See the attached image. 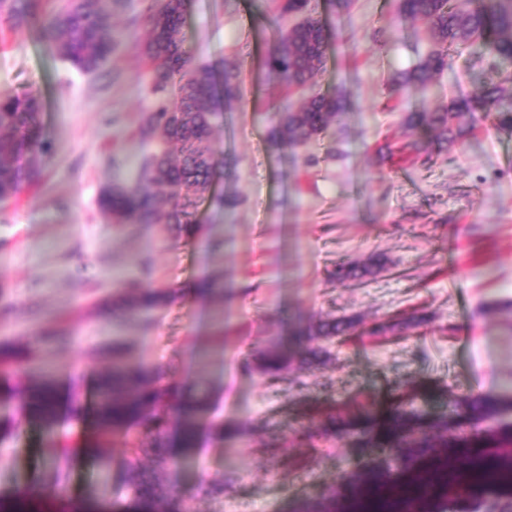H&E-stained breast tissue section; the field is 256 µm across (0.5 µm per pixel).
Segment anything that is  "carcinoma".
<instances>
[{
	"mask_svg": "<svg viewBox=\"0 0 512 512\" xmlns=\"http://www.w3.org/2000/svg\"><path fill=\"white\" fill-rule=\"evenodd\" d=\"M189 0H163L147 8L139 50L149 63L153 89L163 94L144 116L139 128L142 140L156 144L144 156L132 183L114 180L102 188L98 205L114 224H164L180 237L193 236L198 228L197 210L211 195L219 159L212 133L223 112L241 99L239 68L224 66L222 78L197 64L184 47L182 27ZM125 7V0H64L51 15L46 0H0V18L11 29L37 25L41 37L59 57L73 67L96 73L115 49L112 11ZM399 16L421 20L430 29L435 49L412 69L395 74L391 94L406 98L434 81L448 67L450 52L479 39L482 52L512 64V0H476L470 10H460L453 0H399ZM330 35L324 25L306 18L277 36L260 62L261 76L276 79L289 88H306L323 69ZM348 105L341 93L315 92L297 109L276 108L268 129V142L276 148L298 147L316 139L340 121ZM43 105L33 94L0 96V202L7 201L24 185L41 174L50 154L44 134ZM492 118L501 129H512V77L497 84L477 87L466 97L455 98L434 110L410 111L404 117L409 135L399 151L428 163L467 139L473 132L476 114ZM384 268L380 256L341 267L339 280L362 281ZM204 297L221 299L232 288L220 277L198 281ZM174 288H153L138 280L120 284L96 306L100 317L121 311L128 316L167 306ZM426 321L413 310L394 315L356 333V321L340 316L298 323L288 340L273 338L250 354L253 368L271 384L282 370L298 363L324 361L326 350L312 345L319 339L359 336H398ZM0 353V409L19 408L23 419L33 425H50L59 417L58 389L53 380L28 376L19 384L13 377L22 362L21 350L6 343ZM166 389L146 366L129 365L112 352V368L96 379V402L92 408L96 437L85 451V461L102 459L109 438L124 439L126 455L116 479L126 498L112 502V512H164L176 497L177 480L169 472L180 461L172 443L190 450L197 447L204 425L202 398L188 388L175 406L165 407ZM506 399L481 393L448 394V412L429 414L400 405L385 422L371 412L330 411L310 418L288 440L264 441L272 454L293 457L298 448L338 431L354 437L359 448H370L344 477L340 486L318 498L297 499L288 512H359L362 493L380 492L381 498L368 508H390L391 493L406 489L422 471L437 477L434 496L448 492V462L462 460L465 473L457 479L466 494L457 500V512H512V423L487 430L479 426L498 419ZM440 456L431 453L432 440H446ZM496 474V483L486 476Z\"/></svg>",
	"mask_w": 512,
	"mask_h": 512,
	"instance_id": "cac0c4a2",
	"label": "carcinoma"
}]
</instances>
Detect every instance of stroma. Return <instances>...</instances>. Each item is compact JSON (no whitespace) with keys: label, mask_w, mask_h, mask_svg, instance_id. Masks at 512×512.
Masks as SVG:
<instances>
[{"label":"stroma","mask_w":512,"mask_h":512,"mask_svg":"<svg viewBox=\"0 0 512 512\" xmlns=\"http://www.w3.org/2000/svg\"><path fill=\"white\" fill-rule=\"evenodd\" d=\"M149 0H126L114 18L119 34L95 75L63 62L37 29L0 22V96L31 93L43 102L51 159L34 186L0 203V342L23 351L21 374H51L74 400H88L89 380L111 363L160 371L165 383L216 392L205 414L231 433L203 439L177 479L180 512H287L293 499L336 488L362 457L350 437L321 441L300 466L270 456L260 441L290 437L311 408L347 409L390 399L404 387L426 391L421 408L448 409L443 387L512 398V129L479 121L473 134L430 164L381 156L383 144L407 139L404 112L434 109L505 66L476 62L477 46L459 48L427 88L391 108L392 76L434 47L427 25L398 15V0H351L343 15L308 0L307 16L334 36L315 91H342L340 124L306 145L267 142L270 102L295 108L302 91L257 77L276 32L296 24L278 0H192L183 28L197 62L222 71L240 66L241 100L216 123L223 161L214 190L222 205L203 204V229L187 240L161 224H115L98 197L113 178L133 180L148 147L138 135L157 100L133 19ZM380 254L387 264L364 282H341L339 266ZM183 288L220 274L234 284L223 302L184 295L134 317L100 318L92 308L121 282ZM503 310L488 316L487 302ZM426 312V325L376 344L328 342L329 362L291 366L276 388L249 369L252 347L284 336L300 320L355 317L359 327L404 309ZM45 434L21 425L0 462V496L36 476L53 486L40 449ZM111 440L102 466L71 465L72 496H121L107 469L124 455ZM223 483L220 494L206 492Z\"/></svg>","instance_id":"stroma-1"}]
</instances>
